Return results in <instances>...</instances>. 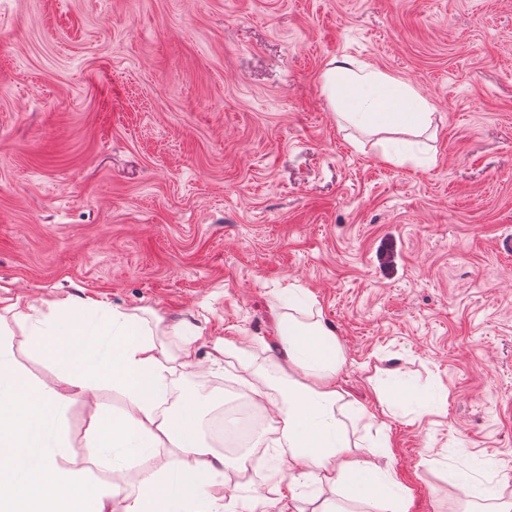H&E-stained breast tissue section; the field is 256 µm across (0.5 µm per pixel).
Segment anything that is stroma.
Masks as SVG:
<instances>
[{
	"label": "stroma",
	"instance_id": "stroma-1",
	"mask_svg": "<svg viewBox=\"0 0 512 512\" xmlns=\"http://www.w3.org/2000/svg\"><path fill=\"white\" fill-rule=\"evenodd\" d=\"M412 86L428 129L344 122L332 61ZM512 0H0V294L93 297L178 356L180 321L281 356L276 300L305 302L365 409L354 439L410 512H463L460 468L512 498ZM448 391L409 410L383 382ZM223 406L232 368L175 373ZM227 476L252 512L287 483Z\"/></svg>",
	"mask_w": 512,
	"mask_h": 512
}]
</instances>
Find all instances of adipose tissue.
Listing matches in <instances>:
<instances>
[{"instance_id":"obj_1","label":"adipose tissue","mask_w":512,"mask_h":512,"mask_svg":"<svg viewBox=\"0 0 512 512\" xmlns=\"http://www.w3.org/2000/svg\"><path fill=\"white\" fill-rule=\"evenodd\" d=\"M323 91L346 120L372 130H425L428 103L411 86L371 66L341 60L323 74ZM32 317L20 300L0 295V311L25 323L29 353L47 367L31 378L0 322V512H239L226 479L235 461L201 442L203 400L183 393L168 405L171 360L137 316L87 297L46 299ZM284 364L263 378L253 402L274 424L271 446L288 468V488L338 491L320 512H409L411 496L380 458L388 440L364 449L352 441L364 411H351L336 385L345 356L322 322L282 319ZM121 397L118 414L100 399ZM89 407L80 442L63 417L74 401ZM168 452L153 469L144 459ZM103 462L107 477L92 462Z\"/></svg>"}]
</instances>
